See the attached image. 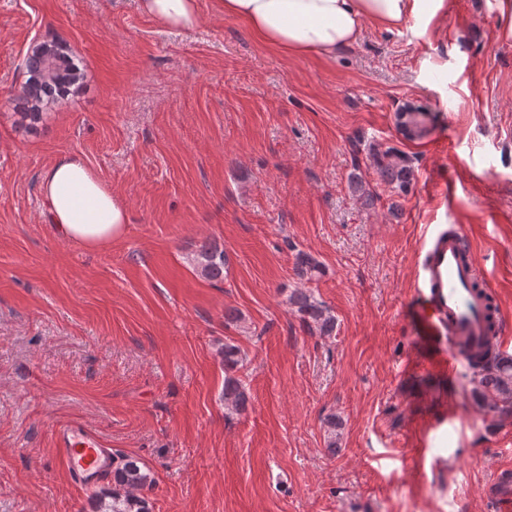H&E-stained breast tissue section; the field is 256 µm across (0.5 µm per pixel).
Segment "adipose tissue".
Returning <instances> with one entry per match:
<instances>
[{
    "mask_svg": "<svg viewBox=\"0 0 512 512\" xmlns=\"http://www.w3.org/2000/svg\"><path fill=\"white\" fill-rule=\"evenodd\" d=\"M229 19L279 53L295 58L332 56L357 42L364 22L394 30L419 12L436 16L445 0H216ZM140 11L174 29L201 22L199 0H138ZM45 218L65 240L103 249L121 240L130 222L127 204L77 153L60 155L40 182Z\"/></svg>",
    "mask_w": 512,
    "mask_h": 512,
    "instance_id": "1",
    "label": "adipose tissue"
}]
</instances>
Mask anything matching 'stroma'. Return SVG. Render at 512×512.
Returning <instances> with one entry per match:
<instances>
[{
	"label": "stroma",
	"mask_w": 512,
	"mask_h": 512,
	"mask_svg": "<svg viewBox=\"0 0 512 512\" xmlns=\"http://www.w3.org/2000/svg\"><path fill=\"white\" fill-rule=\"evenodd\" d=\"M199 2L200 25L177 30L138 0H0V512H89L111 490L70 478L55 447L70 422L146 465L153 512H496L512 415L489 410L468 363L441 371L407 319L426 225L459 224L512 324V43L495 38L496 0L364 24L331 58L283 56ZM52 39L84 78L29 129L24 59ZM409 107L427 138L399 133ZM371 144L411 159L407 192L379 180ZM66 152L130 209L111 247L44 218L39 180ZM206 242L228 256L223 280L191 262ZM300 251L316 280L297 276ZM296 290L331 310L333 336L302 324ZM227 342L241 415L221 399ZM224 369L227 376L224 378V392L222 398L224 400L225 409L236 414H241L247 409L250 401V393L244 382L229 372L236 371L242 366L240 350L237 346L230 343H224Z\"/></svg>",
	"instance_id": "obj_1"
}]
</instances>
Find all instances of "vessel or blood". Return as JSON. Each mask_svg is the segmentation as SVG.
I'll return each instance as SVG.
<instances>
[{
  "mask_svg": "<svg viewBox=\"0 0 512 512\" xmlns=\"http://www.w3.org/2000/svg\"><path fill=\"white\" fill-rule=\"evenodd\" d=\"M461 227L437 233L422 247L419 280L410 323L420 344L441 365L452 366L462 354L460 342L482 346L488 334L487 298L492 289L474 257L462 246ZM55 446L77 483L89 487L112 472V451L97 432L81 423L56 430Z\"/></svg>",
  "mask_w": 512,
  "mask_h": 512,
  "instance_id": "1",
  "label": "vessel or blood"
}]
</instances>
